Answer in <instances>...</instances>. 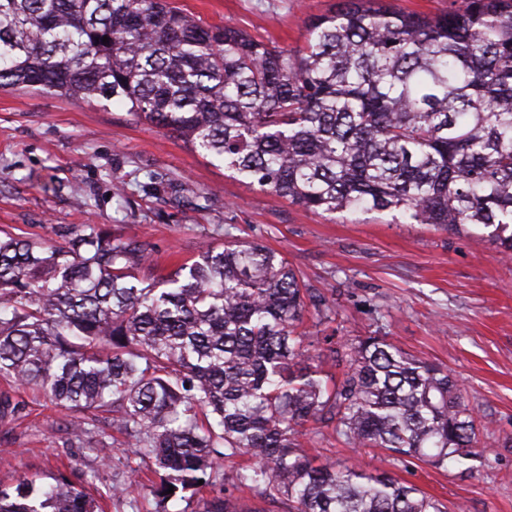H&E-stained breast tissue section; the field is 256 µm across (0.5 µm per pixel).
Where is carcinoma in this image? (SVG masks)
<instances>
[{"label": "carcinoma", "instance_id": "carcinoma-1", "mask_svg": "<svg viewBox=\"0 0 512 512\" xmlns=\"http://www.w3.org/2000/svg\"><path fill=\"white\" fill-rule=\"evenodd\" d=\"M21 86L118 102L314 213L479 226L512 256V0L442 15L343 0L295 50L167 0H0V88ZM61 237H0V375L84 414L73 442L105 462L116 432L184 490L247 455L236 485L289 512H445L386 475L315 465L304 444L321 423L355 450L476 458L482 416L447 370L367 336L343 340L330 384L303 324L336 311L257 241L230 237L147 281L142 241L98 224ZM92 411L112 413L109 429L91 432ZM99 510L64 476L0 485V512ZM205 512L243 510L222 494Z\"/></svg>", "mask_w": 512, "mask_h": 512}]
</instances>
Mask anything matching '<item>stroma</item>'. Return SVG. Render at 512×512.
Masks as SVG:
<instances>
[{
  "label": "stroma",
  "mask_w": 512,
  "mask_h": 512,
  "mask_svg": "<svg viewBox=\"0 0 512 512\" xmlns=\"http://www.w3.org/2000/svg\"><path fill=\"white\" fill-rule=\"evenodd\" d=\"M342 0H170L207 24L240 29L293 49L308 22ZM102 224L144 242L170 270L215 243L223 225L236 238L281 252L338 316L339 338L384 336L417 358L447 368L465 399L489 423L474 471L437 468L385 450L353 452L323 428L315 463L381 470L435 497L449 510L512 512V258L472 229L394 224L389 215L336 219L228 177L222 163L166 130L131 120L122 104L92 103L0 88V229L56 243L64 225ZM18 414L0 417V482L64 473L100 496L104 512H203L206 486L163 499L150 461L116 451L100 463L71 447L73 413L37 391L0 380V400ZM141 470L144 484L107 495Z\"/></svg>",
  "instance_id": "35a3bbf8"
}]
</instances>
